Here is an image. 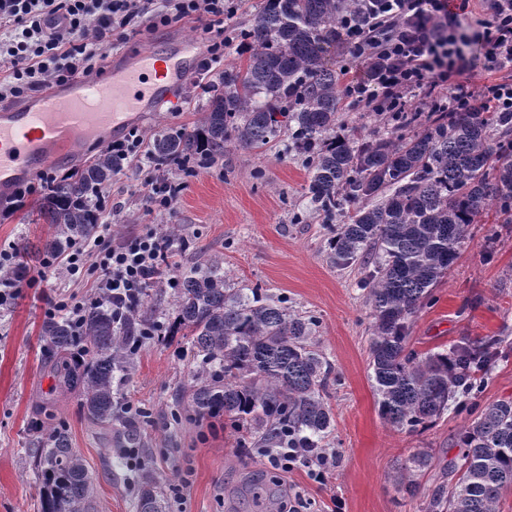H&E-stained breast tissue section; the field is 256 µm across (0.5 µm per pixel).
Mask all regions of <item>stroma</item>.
<instances>
[{
    "mask_svg": "<svg viewBox=\"0 0 512 512\" xmlns=\"http://www.w3.org/2000/svg\"><path fill=\"white\" fill-rule=\"evenodd\" d=\"M175 33L204 37L201 22L187 17L142 27L126 45L162 44ZM246 58L226 48L222 62L183 85L175 106L138 124L143 141L194 125L209 91L221 88L226 64ZM390 130L382 113L340 102L338 134L364 141ZM140 179L133 160L103 191L101 221L112 227L111 244L147 228L175 226L180 237L169 276L216 261L229 287L262 288L287 300L292 312L318 317L312 342L334 367L326 396L333 430L323 446L336 464L321 483L302 466L269 469L262 453L240 447L237 433L223 422L186 412L182 397L195 368L190 346L157 337L141 343L116 384L121 400L142 414L136 458L121 455L115 436L89 421L78 394L61 389L45 358L40 328L46 316L59 302L92 299L96 281L74 280L32 260L54 231L34 194L17 209L0 203V251L16 253L27 265L10 307L0 310V512H40L42 480L29 442L47 423L63 424L83 458L94 484V512H137L134 488L146 474L160 482L166 512H269L265 491L271 487L299 493L305 512H423L428 496L451 487L448 462L459 453L466 417L451 408L418 432L380 418L369 366L372 318L360 285L364 272L332 260L328 226L307 207L309 171L291 150L287 132L259 149L225 143L223 160L184 178L183 191L165 210L140 191ZM432 296L412 319L409 349L423 356L492 336L512 346V231L503 230L495 208L473 225ZM419 451L430 455L431 464L417 474L411 493L398 475Z\"/></svg>",
    "mask_w": 512,
    "mask_h": 512,
    "instance_id": "stroma-1",
    "label": "stroma"
}]
</instances>
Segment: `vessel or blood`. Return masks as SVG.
<instances>
[{"mask_svg": "<svg viewBox=\"0 0 512 512\" xmlns=\"http://www.w3.org/2000/svg\"><path fill=\"white\" fill-rule=\"evenodd\" d=\"M203 56L195 39L110 58L102 77H77L0 106V196L89 145H104L174 98Z\"/></svg>", "mask_w": 512, "mask_h": 512, "instance_id": "1", "label": "vessel or blood"}]
</instances>
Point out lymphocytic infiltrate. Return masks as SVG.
Wrapping results in <instances>:
<instances>
[{
    "mask_svg": "<svg viewBox=\"0 0 512 512\" xmlns=\"http://www.w3.org/2000/svg\"><path fill=\"white\" fill-rule=\"evenodd\" d=\"M367 2V21L342 20L348 50L370 65L367 79L344 85L346 97L383 113L408 111L418 100L432 112L512 114V78L480 89L463 82L470 40L459 34L449 0ZM483 3L487 17L472 41L487 69L512 71V0ZM191 16L205 20L213 35L207 51L219 58L233 43L224 34V0H0V62L9 70L0 81V99L92 73L100 63V45L124 39L142 22L165 26ZM52 17L65 19L62 31L46 32L45 22ZM111 235L110 225H99L97 236L72 248L60 268L71 275H94L98 301L113 296L136 304L143 288L164 273L163 243L148 231L109 247L105 241ZM268 462L285 470L301 463L321 481L336 458L321 449L309 454L277 448Z\"/></svg>",
    "mask_w": 512,
    "mask_h": 512,
    "instance_id": "1",
    "label": "lymphocytic infiltrate"
}]
</instances>
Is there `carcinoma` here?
Segmentation results:
<instances>
[{
	"mask_svg": "<svg viewBox=\"0 0 512 512\" xmlns=\"http://www.w3.org/2000/svg\"><path fill=\"white\" fill-rule=\"evenodd\" d=\"M361 0H265L254 23L240 32L249 56L224 69V91L209 96L190 129L159 134L150 144L155 169L224 158V143L260 148L281 129L311 169L315 210L348 223L331 231L339 266L367 269L373 388L381 418L410 432L426 427L450 401L484 387L501 341L457 343L420 357L407 347L411 318L447 274L472 224L493 202L512 216V123L476 112H438L422 119L403 112L391 136L366 141L339 137L341 90L328 66L329 48L343 40L345 15L362 14ZM502 130L495 140L490 130ZM119 162L101 149L70 178L46 193L40 214L55 226L37 250L41 258L91 237L100 219V195ZM177 316L167 336L190 341L199 371L186 388L201 417L220 414L253 448H319L332 425L325 395L331 364L309 342L314 316H298L260 288H229L218 265L195 267L177 278ZM149 291L118 322L112 303H91L80 314L49 317L41 325L48 360L60 365V386L81 397L87 417L117 424V447L134 448L136 417L116 397L115 374L133 358V344L151 337ZM33 467L43 479L41 512H92L93 482L69 434L50 425L33 442ZM461 454L451 465L457 481L429 499L426 512H498L500 491L512 486V399L487 405L463 426ZM429 465L418 452L399 482L414 492V473ZM139 512H164L158 482L137 489Z\"/></svg>",
	"mask_w": 512,
	"mask_h": 512,
	"instance_id": "1",
	"label": "carcinoma"
}]
</instances>
